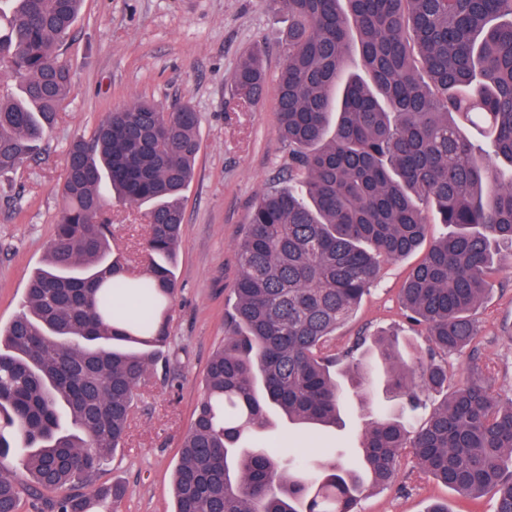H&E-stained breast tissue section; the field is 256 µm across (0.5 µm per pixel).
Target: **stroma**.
<instances>
[{
  "mask_svg": "<svg viewBox=\"0 0 512 512\" xmlns=\"http://www.w3.org/2000/svg\"><path fill=\"white\" fill-rule=\"evenodd\" d=\"M288 15L267 0H83L63 59L71 70L66 107L47 134L39 155L0 179V326L20 311L28 280L45 259L63 204L62 185L71 140L90 134L113 109L147 98L170 109L189 104L200 117L201 149L183 193L182 244L174 273L179 288L169 330L176 357L150 367L137 389L126 444L96 476L100 485L125 489L116 512H171L179 441L188 432L202 396L211 353L224 343V308L239 274L237 244L259 196L283 185L288 147L276 130L277 74L284 63L279 42ZM266 47L268 80L262 99L238 110L233 73L253 46ZM114 254L145 270L146 210L112 204ZM417 249L383 264L379 278L335 343L391 329L398 350L411 359L426 348L418 328L404 318L400 290L424 256ZM491 291L477 313L480 363L489 365L493 394L512 395V268L492 270ZM370 384L352 388L338 373L344 397L333 428L278 425L273 441L313 460L330 449L354 448L379 413L400 415L387 388L383 365L364 348ZM450 512H492L494 500L472 502L419 474L402 454L391 486L366 488L359 512H426L433 503Z\"/></svg>",
  "mask_w": 512,
  "mask_h": 512,
  "instance_id": "35a3bbf8",
  "label": "stroma"
}]
</instances>
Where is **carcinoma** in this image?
Instances as JSON below:
<instances>
[{
  "mask_svg": "<svg viewBox=\"0 0 512 512\" xmlns=\"http://www.w3.org/2000/svg\"><path fill=\"white\" fill-rule=\"evenodd\" d=\"M82 0H0V176L40 149L67 100L62 48ZM288 13L278 74L277 129L288 143V186L255 202L238 244L241 274L224 346L207 365L204 397L181 443L172 512H356L361 475L392 480L401 451L420 471L471 500L496 495L512 512V397L474 377L409 431L380 415L358 452L327 464L283 456L266 441L270 409L291 425L333 427L347 364L367 384L358 336H330L356 309L380 263L436 240L404 288L406 317L429 337L402 360L382 337L388 386L413 413L448 383L438 358L479 335L473 312L493 266H512V0H269ZM357 53L362 72L344 69ZM266 72L249 55L238 99L254 104ZM477 129L482 148L470 138ZM200 150L187 103L148 100L111 112L68 147L63 209L22 310L0 329V458L20 457L32 485L0 467V512H114L119 485L89 484L124 447L135 391L171 352L182 193ZM147 211V269L112 253L107 194Z\"/></svg>",
  "mask_w": 512,
  "mask_h": 512,
  "instance_id": "cac0c4a2",
  "label": "carcinoma"
}]
</instances>
